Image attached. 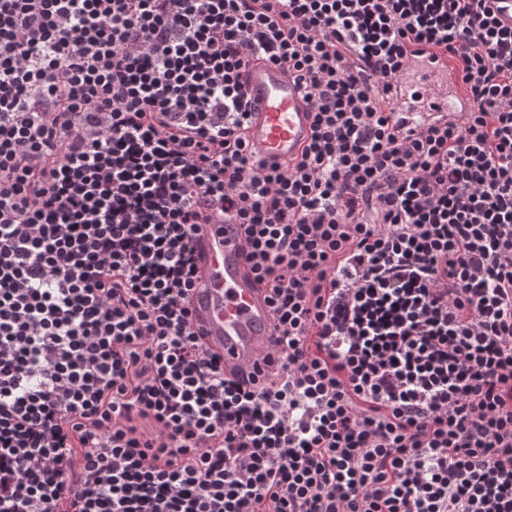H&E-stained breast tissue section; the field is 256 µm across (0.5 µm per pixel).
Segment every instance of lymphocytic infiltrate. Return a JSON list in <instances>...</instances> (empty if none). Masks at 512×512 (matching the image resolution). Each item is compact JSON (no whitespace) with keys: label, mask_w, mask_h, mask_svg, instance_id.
Masks as SVG:
<instances>
[{"label":"lymphocytic infiltrate","mask_w":512,"mask_h":512,"mask_svg":"<svg viewBox=\"0 0 512 512\" xmlns=\"http://www.w3.org/2000/svg\"><path fill=\"white\" fill-rule=\"evenodd\" d=\"M487 0H0V512H512V28ZM471 111L413 126L411 60ZM285 68L300 156L250 151ZM239 225L278 363L226 375ZM257 111L247 129L249 149L269 163L296 158L310 136L311 109L295 79L280 66L253 62L245 71ZM198 280L192 317L224 370L255 364L272 354V326L266 294L246 264L234 224H205L197 243Z\"/></svg>","instance_id":"f902f5d3"}]
</instances>
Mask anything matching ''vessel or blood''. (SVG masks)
I'll return each instance as SVG.
<instances>
[{"mask_svg": "<svg viewBox=\"0 0 512 512\" xmlns=\"http://www.w3.org/2000/svg\"><path fill=\"white\" fill-rule=\"evenodd\" d=\"M246 90L257 110L250 118V150L271 163L296 158L310 136L311 109L294 78L280 66L254 62L245 71ZM471 102L453 70L416 61L400 81L396 110L408 122L469 111ZM199 277L192 317L225 369L252 371L272 353L266 294L245 261L241 237L231 224H206L197 243Z\"/></svg>", "mask_w": 512, "mask_h": 512, "instance_id": "b4317fda", "label": "vessel or blood"}]
</instances>
